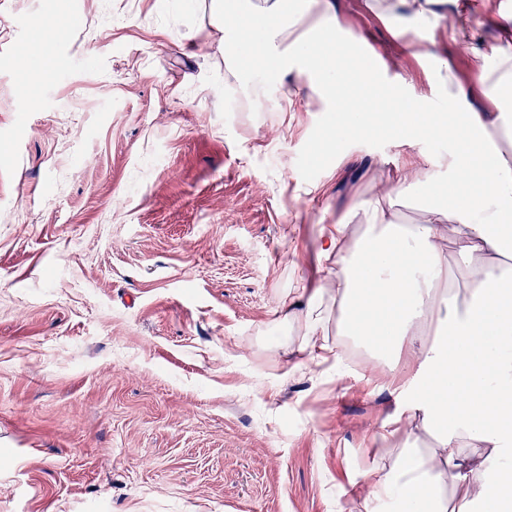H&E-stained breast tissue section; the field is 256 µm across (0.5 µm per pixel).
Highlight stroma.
I'll use <instances>...</instances> for the list:
<instances>
[{
	"instance_id": "1",
	"label": "stroma",
	"mask_w": 512,
	"mask_h": 512,
	"mask_svg": "<svg viewBox=\"0 0 512 512\" xmlns=\"http://www.w3.org/2000/svg\"><path fill=\"white\" fill-rule=\"evenodd\" d=\"M478 48L512 0H472ZM383 82L438 102L444 28L336 0ZM210 0H0V512H365L405 402L370 350L316 363L284 303L323 228L447 142L371 135L318 157L336 111L297 71L224 102ZM54 69L22 50L34 40ZM435 56L422 58L421 47ZM292 111L266 112L267 92Z\"/></svg>"
}]
</instances>
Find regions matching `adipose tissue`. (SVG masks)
<instances>
[{"label":"adipose tissue","instance_id":"1","mask_svg":"<svg viewBox=\"0 0 512 512\" xmlns=\"http://www.w3.org/2000/svg\"><path fill=\"white\" fill-rule=\"evenodd\" d=\"M451 5L448 38L473 58L482 94L494 110H480L473 93L448 69L437 82L447 111L420 106L413 96L390 97L375 74L352 71L356 38L346 33L334 0H211L213 26L224 35L229 73L275 77L294 69L340 114L332 143H357L369 132L403 140L430 136L449 142L448 191L439 193L429 160L416 155L396 184L356 198L347 218L325 231L317 258L321 278L304 308L283 305L284 321L305 323L302 348L325 358L329 348L320 312L335 299L347 335L404 357L403 383L411 400L395 418L401 437L391 464L364 475L367 501L384 494L418 512H448L450 499L470 505L496 497L512 512V478L490 458L512 462V16H502L500 45L490 53L473 44L461 0H373L377 14L440 25ZM249 17L242 34L238 22ZM426 197L422 223L403 224L395 208L407 189ZM364 224L353 235L352 218ZM464 292L449 293L459 273ZM436 447L420 450V435Z\"/></svg>","mask_w":512,"mask_h":512}]
</instances>
